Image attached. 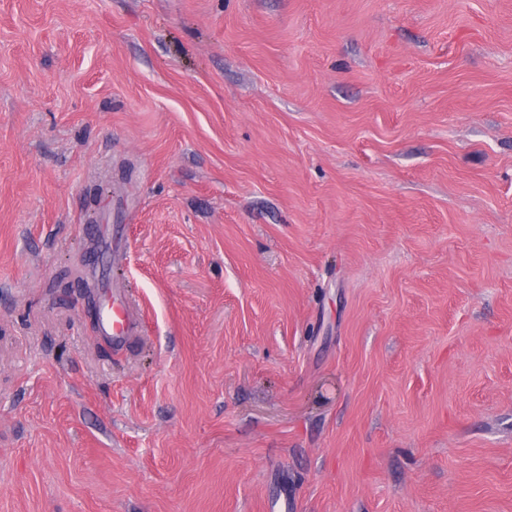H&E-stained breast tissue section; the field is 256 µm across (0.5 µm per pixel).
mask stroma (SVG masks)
<instances>
[{"mask_svg":"<svg viewBox=\"0 0 512 512\" xmlns=\"http://www.w3.org/2000/svg\"><path fill=\"white\" fill-rule=\"evenodd\" d=\"M276 500L512 512V0H0V512ZM139 316L112 285V298L102 303L99 327L103 336L112 339V349L119 350L139 329Z\"/></svg>","mask_w":512,"mask_h":512,"instance_id":"1","label":"stroma"}]
</instances>
